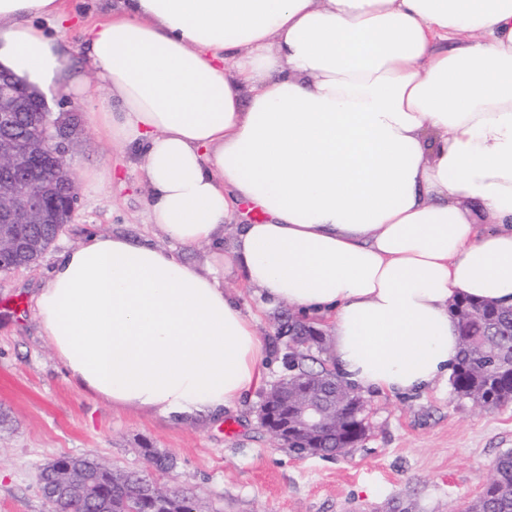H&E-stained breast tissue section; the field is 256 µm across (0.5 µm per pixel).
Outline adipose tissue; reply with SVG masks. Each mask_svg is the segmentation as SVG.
I'll use <instances>...</instances> for the list:
<instances>
[{
  "label": "adipose tissue",
  "mask_w": 512,
  "mask_h": 512,
  "mask_svg": "<svg viewBox=\"0 0 512 512\" xmlns=\"http://www.w3.org/2000/svg\"><path fill=\"white\" fill-rule=\"evenodd\" d=\"M67 18L0 0V72L89 107L169 242L95 234L54 263L35 310L74 386L179 422L251 397L266 343L185 246L384 395L453 370V301L512 307V0H112L80 69Z\"/></svg>",
  "instance_id": "ef3b65f1"
}]
</instances>
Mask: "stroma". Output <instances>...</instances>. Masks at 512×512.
<instances>
[{"mask_svg":"<svg viewBox=\"0 0 512 512\" xmlns=\"http://www.w3.org/2000/svg\"><path fill=\"white\" fill-rule=\"evenodd\" d=\"M71 62L82 58L84 25L105 16L102 0H66ZM60 117L76 115L78 143L68 171L78 179L79 203L48 250L30 267L0 273V512H48L40 490L43 468L62 455L89 454L121 469L152 476L165 490L192 498L198 512H466L512 450V403L481 409L450 381L400 398L363 393L368 430L354 447L333 456L300 457L261 426L256 406L264 390L287 375L286 340L275 337L280 308L264 306L242 276L224 280L268 343L270 361L250 400L225 422L179 423L116 409L66 379L34 314L38 288L58 256L88 234L115 230L154 235L138 169L120 180L87 184L83 170L116 162L88 109L66 99ZM157 244L163 236L154 235ZM172 456L173 468L154 471L143 454Z\"/></svg>","mask_w":512,"mask_h":512,"instance_id":"1","label":"stroma"}]
</instances>
